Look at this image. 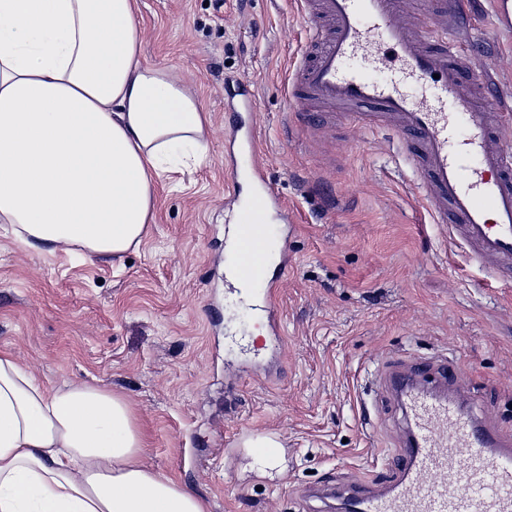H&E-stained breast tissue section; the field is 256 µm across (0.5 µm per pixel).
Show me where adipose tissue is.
I'll list each match as a JSON object with an SVG mask.
<instances>
[{"label": "adipose tissue", "mask_w": 512, "mask_h": 512, "mask_svg": "<svg viewBox=\"0 0 512 512\" xmlns=\"http://www.w3.org/2000/svg\"><path fill=\"white\" fill-rule=\"evenodd\" d=\"M140 41L135 0H0V223L25 246L120 257L162 175L205 156L200 101ZM145 440L122 395L0 349V512H208Z\"/></svg>", "instance_id": "obj_1"}]
</instances>
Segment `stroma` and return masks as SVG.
Segmentation results:
<instances>
[{"label":"stroma","mask_w":512,"mask_h":512,"mask_svg":"<svg viewBox=\"0 0 512 512\" xmlns=\"http://www.w3.org/2000/svg\"><path fill=\"white\" fill-rule=\"evenodd\" d=\"M136 14L140 60L200 99L207 158L158 184L145 237L117 261L43 253L0 224V348L47 387L123 395L145 464L208 512H329L303 489L383 473L406 429L381 385L393 365L457 361L473 413L512 431V287L434 223L398 134L291 112L309 38L296 0H136ZM462 22L470 78L498 97L512 37L485 0ZM240 80L295 226L275 363L259 317L224 294V89ZM229 332L254 338L258 362L225 348ZM236 432L275 435L282 471H251Z\"/></svg>","instance_id":"obj_1"}]
</instances>
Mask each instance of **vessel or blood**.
Instances as JSON below:
<instances>
[{
  "label": "vessel or blood",
  "instance_id": "vessel-or-blood-1",
  "mask_svg": "<svg viewBox=\"0 0 512 512\" xmlns=\"http://www.w3.org/2000/svg\"><path fill=\"white\" fill-rule=\"evenodd\" d=\"M301 9L311 36L290 107L353 109L364 123L396 131L434 223L512 281V151L500 137L512 103L490 102L469 79L464 45L449 34L455 11L446 0L416 21L403 18L400 0H301ZM385 48L400 68L379 79L372 71ZM237 95L224 115L231 129L224 185L234 200L224 226V286L275 333L282 307L273 252L286 250L288 237L273 236L272 226L288 216L248 120L250 84H239ZM459 380L451 360L389 375L407 422L395 461L380 484L356 480L336 501L353 512H512V434L451 399Z\"/></svg>",
  "mask_w": 512,
  "mask_h": 512
}]
</instances>
